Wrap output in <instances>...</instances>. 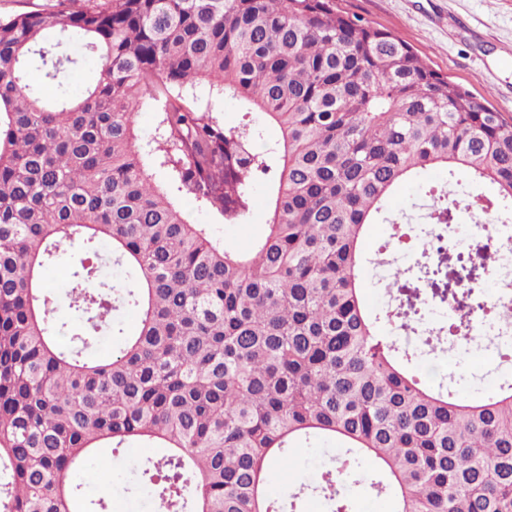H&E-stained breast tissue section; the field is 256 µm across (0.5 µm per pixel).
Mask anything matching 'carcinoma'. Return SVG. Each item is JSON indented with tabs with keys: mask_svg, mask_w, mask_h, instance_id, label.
Instances as JSON below:
<instances>
[{
	"mask_svg": "<svg viewBox=\"0 0 512 512\" xmlns=\"http://www.w3.org/2000/svg\"><path fill=\"white\" fill-rule=\"evenodd\" d=\"M72 44L102 62L78 95ZM34 66L54 97L28 82ZM201 79L243 102L238 120L197 97ZM145 104L178 196L248 224L267 184L248 247L191 223L147 172ZM433 166L453 186L430 212L437 246L399 270L404 300L385 312L420 322V284L456 305L423 355L465 338L485 298L456 288L481 264L445 238L466 186L490 183L512 214L511 117L336 0H55L0 20V512H75L74 472L130 440L165 450L141 472L160 510L301 512L302 492L273 499L268 475L324 437L344 449L338 473L391 512H512V384L470 400L430 385L362 297L367 226ZM67 243L80 252L61 321L43 271ZM102 336L117 353L87 360ZM306 490L349 508L330 472ZM135 127L138 137L137 144L145 153L156 144L154 139L158 136V114L150 105H144L136 114Z\"/></svg>",
	"mask_w": 512,
	"mask_h": 512,
	"instance_id": "cac0c4a2",
	"label": "carcinoma"
}]
</instances>
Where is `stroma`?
<instances>
[{
	"instance_id": "obj_1",
	"label": "stroma",
	"mask_w": 512,
	"mask_h": 512,
	"mask_svg": "<svg viewBox=\"0 0 512 512\" xmlns=\"http://www.w3.org/2000/svg\"><path fill=\"white\" fill-rule=\"evenodd\" d=\"M349 16L362 23L391 33L410 45L418 55L449 80L486 99L489 106L512 115V0H336ZM448 172L431 168L419 178L403 182L390 195L385 221L370 225L361 244L364 255H374L381 245H388L389 263L368 267L364 277V300L377 312L389 309L392 298L385 285L393 281L406 256L402 245L393 242L394 230L388 219L399 216L421 222L429 206L426 189H443ZM268 191L257 185L254 193L252 221L226 224L198 207L190 199L181 205L197 224L210 225L215 236L236 247L248 244L261 233L266 222ZM431 384L447 383L459 397L471 398L497 390L503 374L512 373V364L496 360L492 345L482 343L467 352L451 351L421 360ZM341 453L332 440H316L297 445L293 462L274 470L269 488L280 496L291 488L319 480L332 469ZM158 449L133 442L113 455L97 454L74 473L81 502L99 498L108 504L107 512H150L147 493L140 491V469L147 459L158 456Z\"/></svg>"
}]
</instances>
